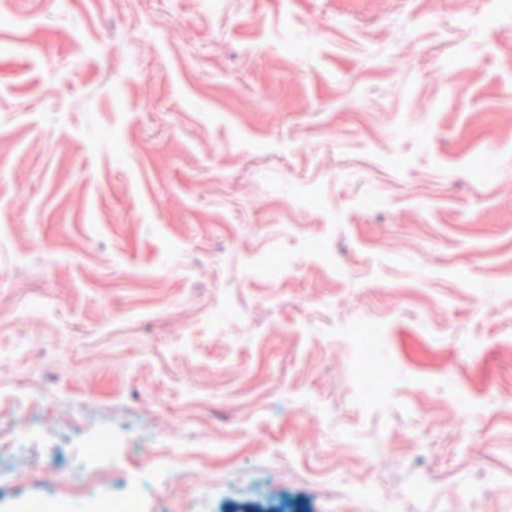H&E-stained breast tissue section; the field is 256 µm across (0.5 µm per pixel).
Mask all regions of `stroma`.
<instances>
[{"mask_svg": "<svg viewBox=\"0 0 512 512\" xmlns=\"http://www.w3.org/2000/svg\"><path fill=\"white\" fill-rule=\"evenodd\" d=\"M498 6L0 0V512L121 493L169 448L214 478L199 512H369L345 486L420 478L442 494L403 512H512ZM228 297L244 317L216 322ZM355 319L383 328L378 407L349 376ZM105 424L126 446L87 484ZM193 494L172 469L145 512Z\"/></svg>", "mask_w": 512, "mask_h": 512, "instance_id": "1", "label": "stroma"}]
</instances>
